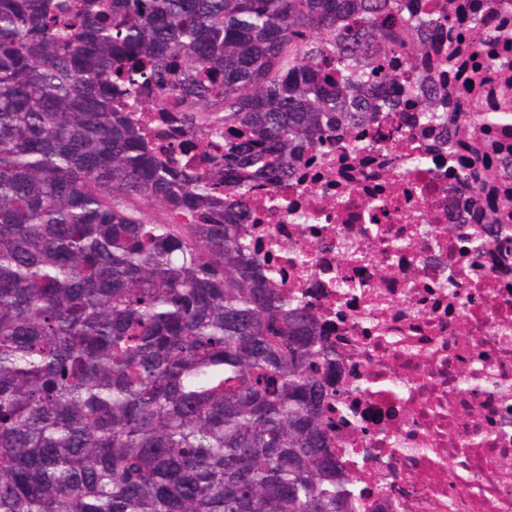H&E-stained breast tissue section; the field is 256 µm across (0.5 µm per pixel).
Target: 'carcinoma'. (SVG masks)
<instances>
[{"label": "carcinoma", "instance_id": "cac0c4a2", "mask_svg": "<svg viewBox=\"0 0 512 512\" xmlns=\"http://www.w3.org/2000/svg\"><path fill=\"white\" fill-rule=\"evenodd\" d=\"M396 2L0 0V512H348L335 352L243 258L221 195L243 208L240 175L286 177L326 117L349 123L337 104L378 69L374 16ZM144 80L190 124L244 128L224 168L145 144L139 102L112 95Z\"/></svg>", "mask_w": 512, "mask_h": 512}]
</instances>
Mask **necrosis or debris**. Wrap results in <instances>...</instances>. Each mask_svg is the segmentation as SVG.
Instances as JSON below:
<instances>
[{"instance_id": "necrosis-or-debris-1", "label": "necrosis or debris", "mask_w": 512, "mask_h": 512, "mask_svg": "<svg viewBox=\"0 0 512 512\" xmlns=\"http://www.w3.org/2000/svg\"><path fill=\"white\" fill-rule=\"evenodd\" d=\"M479 20L512 0H398L358 120L244 181L248 262L336 352L350 512H512V41Z\"/></svg>"}]
</instances>
